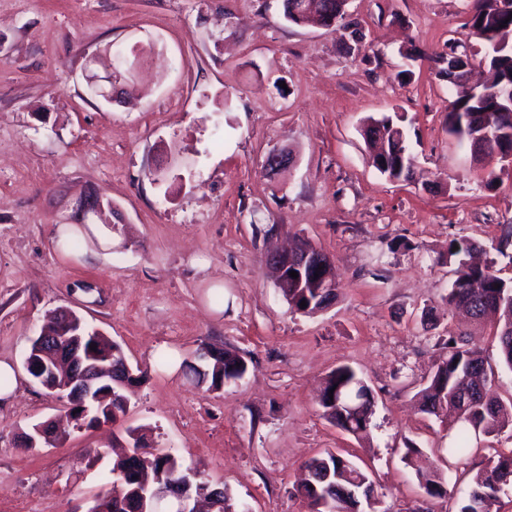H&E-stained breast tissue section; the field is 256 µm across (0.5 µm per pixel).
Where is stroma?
<instances>
[{"instance_id": "35a3bbf8", "label": "stroma", "mask_w": 512, "mask_h": 512, "mask_svg": "<svg viewBox=\"0 0 512 512\" xmlns=\"http://www.w3.org/2000/svg\"><path fill=\"white\" fill-rule=\"evenodd\" d=\"M467 13L468 0H350L342 27L323 29L285 20L281 0H0V360L20 378L0 404V512H89L131 429L225 490L233 512H310L301 467L326 450L369 472L380 512H457L471 476L512 452L506 430L468 464L449 459L447 422L415 399L459 335L496 366L494 396L512 399L494 320L444 299L455 238L512 278L497 251L512 169L475 161L448 131V44L479 46ZM115 44L143 51L108 102L87 78L107 76ZM394 113L414 148L410 182L380 174L361 136L367 117ZM278 149L295 163L271 176ZM91 194L119 234L60 250L57 227ZM294 236L336 264L338 299L313 315L289 308L262 261ZM61 307L148 377L116 422L30 450L22 433L68 405L23 367ZM204 343L243 355L244 377L197 383ZM342 365L375 396L362 437L318 405ZM423 470L443 476L444 497L427 495Z\"/></svg>"}]
</instances>
